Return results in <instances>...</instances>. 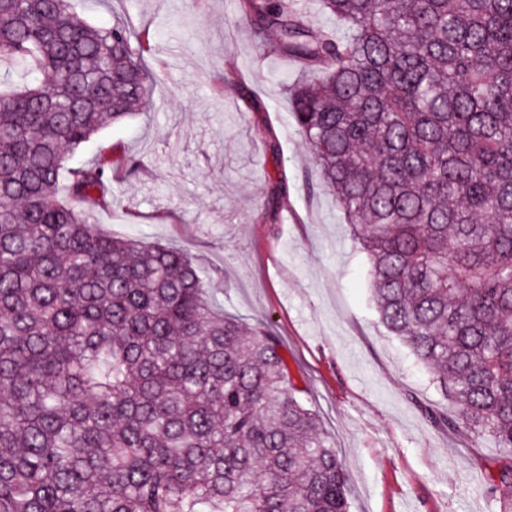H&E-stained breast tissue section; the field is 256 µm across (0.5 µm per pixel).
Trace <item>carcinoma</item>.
<instances>
[{
	"mask_svg": "<svg viewBox=\"0 0 512 512\" xmlns=\"http://www.w3.org/2000/svg\"><path fill=\"white\" fill-rule=\"evenodd\" d=\"M70 2L0 0V512H349L271 327L218 307L185 253L91 226L142 161L67 155L144 108L151 46ZM321 5L344 37L298 0L239 11L323 73L289 88L295 126L381 322L452 404L426 417L496 443L485 493L512 505V0Z\"/></svg>",
	"mask_w": 512,
	"mask_h": 512,
	"instance_id": "carcinoma-1",
	"label": "carcinoma"
}]
</instances>
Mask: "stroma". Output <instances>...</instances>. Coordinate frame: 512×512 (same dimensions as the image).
I'll return each instance as SVG.
<instances>
[{
    "label": "stroma",
    "instance_id": "1",
    "mask_svg": "<svg viewBox=\"0 0 512 512\" xmlns=\"http://www.w3.org/2000/svg\"><path fill=\"white\" fill-rule=\"evenodd\" d=\"M96 25L121 14L149 29L151 105L80 146L77 165L115 147L142 173L112 185L100 233L186 253L225 310L269 324L306 385L349 475L351 512H498L483 490L490 439L427 421L446 410L427 369L380 322L369 264L291 118L288 85L305 73L275 32L245 24L236 0H73ZM232 52L241 80H223ZM289 194L261 217L278 177Z\"/></svg>",
    "mask_w": 512,
    "mask_h": 512
}]
</instances>
